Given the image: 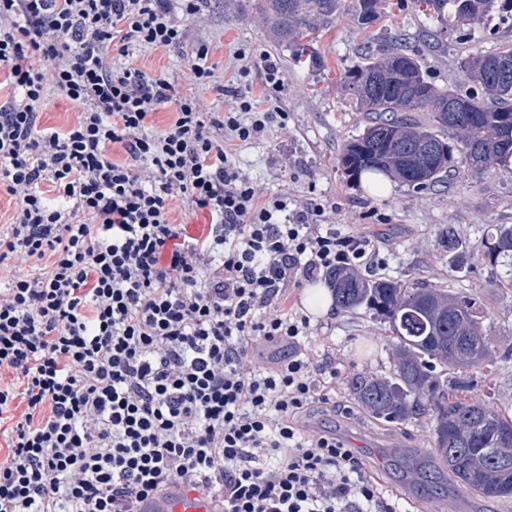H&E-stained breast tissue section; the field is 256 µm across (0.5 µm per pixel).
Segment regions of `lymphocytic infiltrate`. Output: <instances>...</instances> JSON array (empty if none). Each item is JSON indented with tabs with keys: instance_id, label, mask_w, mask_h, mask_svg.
I'll list each match as a JSON object with an SVG mask.
<instances>
[{
	"instance_id": "1",
	"label": "lymphocytic infiltrate",
	"mask_w": 512,
	"mask_h": 512,
	"mask_svg": "<svg viewBox=\"0 0 512 512\" xmlns=\"http://www.w3.org/2000/svg\"><path fill=\"white\" fill-rule=\"evenodd\" d=\"M200 3L0 0V187L17 202L0 227V512H138L172 481L224 512H395L311 428L338 373L288 304L337 267L383 266L371 237L240 174L236 146L287 113L247 96L205 111L135 62L174 52L214 83L208 45L186 42ZM51 94L79 105L68 127L42 126ZM182 204L209 213L205 234L176 222Z\"/></svg>"
}]
</instances>
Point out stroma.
<instances>
[{
	"mask_svg": "<svg viewBox=\"0 0 512 512\" xmlns=\"http://www.w3.org/2000/svg\"><path fill=\"white\" fill-rule=\"evenodd\" d=\"M354 0H342L336 19L317 26L309 47L323 59L320 67L295 62L291 51L269 34L261 0H203L201 11L185 22L188 43L210 47L218 83L193 82L184 61L174 53L147 51L139 65L162 72L176 91L197 97L208 112H224L237 96L273 100L288 114L287 129L271 126L252 143L239 147L236 165L263 195H287L300 208L314 198L326 208V221L347 231H367L387 264L376 276L409 281L420 278L450 294L474 298L483 310V330L495 355L492 368L471 369L473 393L491 407L512 415V283L499 269L485 266L479 255L488 225L512 224V174L443 175L425 194L391 181L382 192L351 180L339 164L343 144L363 128L344 75L359 63L369 37L388 43L405 38L423 73L437 87L459 83L463 49L490 47L512 40V20L492 17L470 26L468 44L455 36L436 37V22L420 8L394 6L370 27L358 24ZM271 55L282 84L269 90L256 64L241 50ZM452 230L462 243L466 264L454 269L443 233ZM314 343H325L335 361L334 409H314L310 423L332 429L356 448L367 467L377 471L385 496L401 512H512V499L487 500L462 491L430 458V432L415 422L378 420L353 398L349 382L357 376H387L393 369L387 324L367 309H337L311 320Z\"/></svg>",
	"mask_w": 512,
	"mask_h": 512,
	"instance_id": "35a3bbf8",
	"label": "stroma"
}]
</instances>
